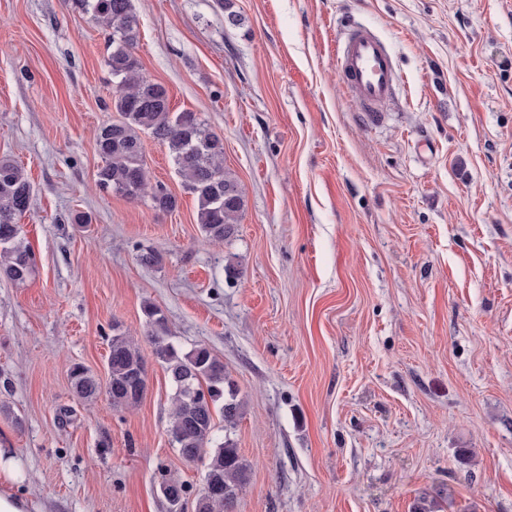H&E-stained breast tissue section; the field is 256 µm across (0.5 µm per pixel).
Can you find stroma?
Listing matches in <instances>:
<instances>
[{
  "mask_svg": "<svg viewBox=\"0 0 512 512\" xmlns=\"http://www.w3.org/2000/svg\"><path fill=\"white\" fill-rule=\"evenodd\" d=\"M135 49L171 108L224 140L237 233L207 243L169 150L168 213L100 190L117 119L108 34L76 0H0V158L34 192L36 256L0 280V448L31 512H169L172 386L144 308L207 346L245 402L235 512H512V0H133ZM376 30L399 84L367 125L336 77L344 26ZM428 150H420V141ZM86 223H75L76 215ZM154 251L158 264L146 265ZM141 338L133 409L85 399L117 332ZM73 389L84 398H92L99 391L98 379L84 367L75 365L70 372Z\"/></svg>",
  "mask_w": 512,
  "mask_h": 512,
  "instance_id": "obj_1",
  "label": "stroma"
}]
</instances>
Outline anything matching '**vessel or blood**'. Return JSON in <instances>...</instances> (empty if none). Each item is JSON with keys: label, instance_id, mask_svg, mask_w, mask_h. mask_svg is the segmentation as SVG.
Masks as SVG:
<instances>
[{"label": "vessel or blood", "instance_id": "obj_1", "mask_svg": "<svg viewBox=\"0 0 512 512\" xmlns=\"http://www.w3.org/2000/svg\"><path fill=\"white\" fill-rule=\"evenodd\" d=\"M337 74L366 122L383 118V106L392 97L397 75L384 41L372 29L349 25L336 44Z\"/></svg>", "mask_w": 512, "mask_h": 512}]
</instances>
